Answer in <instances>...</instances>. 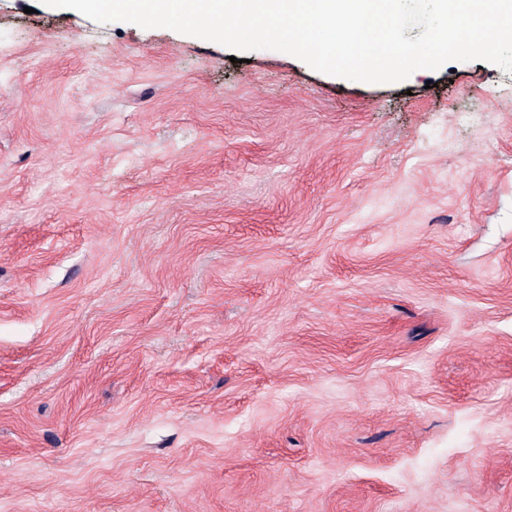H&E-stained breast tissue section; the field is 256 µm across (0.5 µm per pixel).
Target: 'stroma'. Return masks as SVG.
Returning a JSON list of instances; mask_svg holds the SVG:
<instances>
[{
    "label": "stroma",
    "instance_id": "1",
    "mask_svg": "<svg viewBox=\"0 0 512 512\" xmlns=\"http://www.w3.org/2000/svg\"><path fill=\"white\" fill-rule=\"evenodd\" d=\"M231 54L0 0V512H512V73Z\"/></svg>",
    "mask_w": 512,
    "mask_h": 512
}]
</instances>
